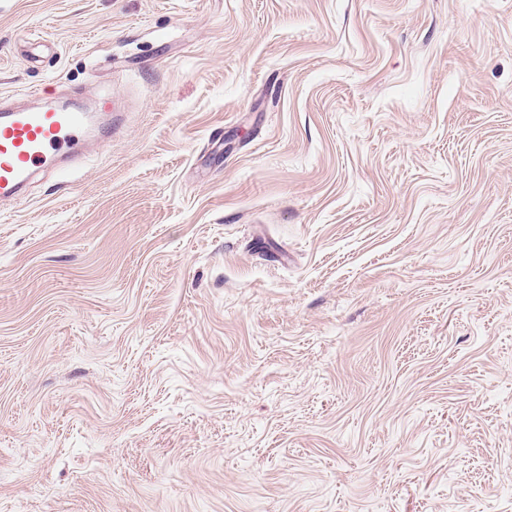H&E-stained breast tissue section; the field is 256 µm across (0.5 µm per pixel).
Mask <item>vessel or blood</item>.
Wrapping results in <instances>:
<instances>
[{"instance_id": "b4317fda", "label": "vessel or blood", "mask_w": 512, "mask_h": 512, "mask_svg": "<svg viewBox=\"0 0 512 512\" xmlns=\"http://www.w3.org/2000/svg\"><path fill=\"white\" fill-rule=\"evenodd\" d=\"M77 101L57 106L0 108V195L20 194L40 168L60 157L76 160L100 120Z\"/></svg>"}]
</instances>
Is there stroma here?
<instances>
[{"instance_id":"obj_1","label":"stroma","mask_w":512,"mask_h":512,"mask_svg":"<svg viewBox=\"0 0 512 512\" xmlns=\"http://www.w3.org/2000/svg\"><path fill=\"white\" fill-rule=\"evenodd\" d=\"M35 87L0 512H512V0H0ZM101 114L77 101L0 108V195L20 194L40 168L59 157L74 162Z\"/></svg>"}]
</instances>
